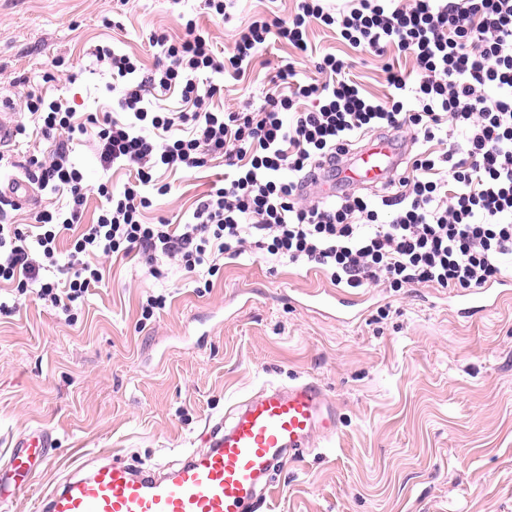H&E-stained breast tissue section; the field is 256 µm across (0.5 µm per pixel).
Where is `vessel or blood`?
Wrapping results in <instances>:
<instances>
[{
	"mask_svg": "<svg viewBox=\"0 0 512 512\" xmlns=\"http://www.w3.org/2000/svg\"><path fill=\"white\" fill-rule=\"evenodd\" d=\"M404 149L387 137H372L349 152L347 160L323 164L322 198L348 184L374 188L386 184ZM512 297V278L463 292L458 301L462 317L497 309ZM316 313H335L350 324L362 316L357 299L341 290L308 292ZM338 407L314 381L285 387L268 386L261 394L232 407L225 420L209 426L205 448L193 451L168 474L132 469L119 460L93 468L76 463L68 478L44 494L41 512H248L276 463L302 448L316 447L339 429ZM55 441L51 432L35 429L18 438L5 462L9 484L0 483V501L29 488L38 466L48 465Z\"/></svg>",
	"mask_w": 512,
	"mask_h": 512,
	"instance_id": "obj_1",
	"label": "vessel or blood"
}]
</instances>
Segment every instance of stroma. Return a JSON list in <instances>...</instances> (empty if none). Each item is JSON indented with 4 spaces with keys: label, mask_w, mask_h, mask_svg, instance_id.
<instances>
[{
    "label": "stroma",
    "mask_w": 512,
    "mask_h": 512,
    "mask_svg": "<svg viewBox=\"0 0 512 512\" xmlns=\"http://www.w3.org/2000/svg\"><path fill=\"white\" fill-rule=\"evenodd\" d=\"M203 0H0V100L28 123L24 96L46 91L78 112H112V75L95 50L108 46L153 65L151 32L182 33L181 15ZM295 0H238L232 23L205 21L217 50L233 29ZM369 94L385 92L383 62L312 27ZM288 45L269 49L243 81L226 80V104L259 107ZM54 81H46L48 73ZM85 168L84 223L101 205L95 142L73 146ZM223 160L166 173L146 222L190 211ZM104 286L71 314L27 295L0 316V458L12 437L42 427L54 456L30 489L0 512H37L74 459L171 465L203 449L207 424L268 384L316 380L339 406L335 437L276 468L272 493L252 512H512V299L464 319L448 290L420 284L353 289L365 313L345 325L305 309L307 291L331 288L312 265L247 253L224 260L210 289L166 265L152 276L138 258L105 264ZM166 298L142 321L140 303Z\"/></svg>",
    "instance_id": "1"
}]
</instances>
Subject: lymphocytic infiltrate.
Returning <instances> with one entry per match:
<instances>
[{
    "label": "lymphocytic infiltrate",
    "instance_id": "f902f5d3",
    "mask_svg": "<svg viewBox=\"0 0 512 512\" xmlns=\"http://www.w3.org/2000/svg\"><path fill=\"white\" fill-rule=\"evenodd\" d=\"M201 17L184 18L185 36L151 34L162 62L96 51L122 85L124 120H77L72 107L29 90L30 126L19 134L74 139L98 126L102 171L126 168L123 187L101 183L104 199L83 223L87 193L81 166L64 147L32 153L28 183L62 194V205L15 224V202L0 192V281L17 295L35 293L70 310L101 286L107 258L138 251L187 272L215 275L221 259L246 248L291 263L314 264L337 285L400 288L427 284L468 291L497 279L512 259V0H298L288 17H258L236 27L231 55L215 50ZM335 32L355 49L383 57L386 93L366 95L336 54L314 56L311 25ZM284 43L315 59L319 83L300 80L294 62L278 66L263 105L215 108L220 77L245 76L254 60ZM414 61L403 68L400 57ZM179 90L180 110L163 112L158 94ZM381 130L410 133L416 150L386 191L328 201L304 196L317 166L340 159L361 137ZM224 161V177L187 217L142 213L168 184L159 169L191 170ZM70 237L69 249L59 241Z\"/></svg>",
    "mask_w": 512,
    "mask_h": 512
}]
</instances>
